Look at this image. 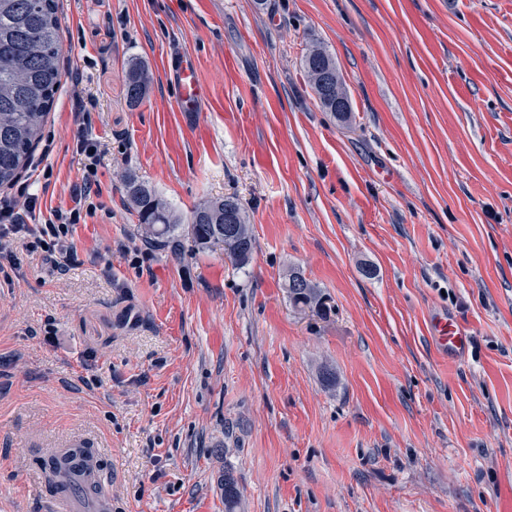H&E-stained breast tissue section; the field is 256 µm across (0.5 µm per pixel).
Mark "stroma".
<instances>
[{
    "instance_id": "35a3bbf8",
    "label": "stroma",
    "mask_w": 512,
    "mask_h": 512,
    "mask_svg": "<svg viewBox=\"0 0 512 512\" xmlns=\"http://www.w3.org/2000/svg\"><path fill=\"white\" fill-rule=\"evenodd\" d=\"M43 218L101 206L0 287V512L89 443L112 512H512V0H59ZM334 59L351 114L303 60ZM195 57L200 112L173 74ZM152 82L126 96L129 61ZM89 119L101 162L74 135ZM182 219L236 196V267L142 240L123 176ZM320 289L300 311L287 280ZM439 319L470 336L452 356ZM336 373L335 386L321 378ZM304 67L322 108L326 112H332L338 120H346L350 114V103L348 97L344 104L336 103V75L339 74L332 57L321 47H314L306 54ZM313 74H318L317 82L314 81Z\"/></svg>"
}]
</instances>
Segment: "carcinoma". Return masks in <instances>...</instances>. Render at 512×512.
Masks as SVG:
<instances>
[{
  "label": "carcinoma",
  "mask_w": 512,
  "mask_h": 512,
  "mask_svg": "<svg viewBox=\"0 0 512 512\" xmlns=\"http://www.w3.org/2000/svg\"><path fill=\"white\" fill-rule=\"evenodd\" d=\"M61 35L57 0H0V187L14 183L31 160L43 137L61 84ZM308 77L322 108L344 121L350 103H336V63L327 52L314 47L304 58ZM127 98L139 103L146 95L151 76L139 61L129 63L125 74ZM127 198L138 215V229L149 243H163L183 233L191 251L218 245L236 266L247 264L254 249L248 217L238 199L227 196L207 199L192 211L190 222L182 219L135 173L123 176ZM288 297L298 308L325 310L319 289L300 273L288 277ZM92 457L88 448H72L56 463V469L72 468L76 460ZM240 490L234 479L224 476V507L234 512Z\"/></svg>",
  "instance_id": "obj_1"
}]
</instances>
